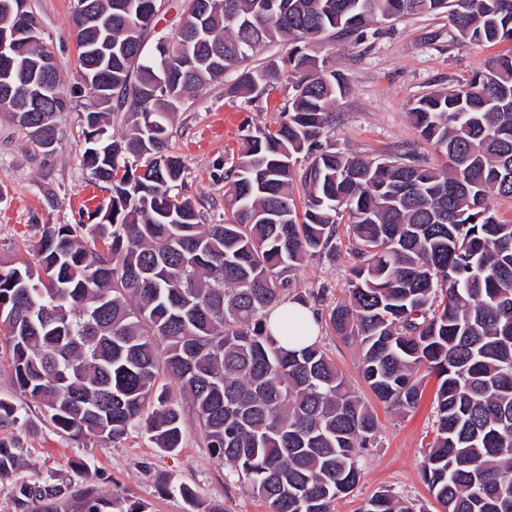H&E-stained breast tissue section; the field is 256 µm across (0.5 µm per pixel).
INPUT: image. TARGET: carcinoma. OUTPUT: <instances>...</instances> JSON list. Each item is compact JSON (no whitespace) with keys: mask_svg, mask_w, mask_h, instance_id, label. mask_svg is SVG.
<instances>
[{"mask_svg":"<svg viewBox=\"0 0 512 512\" xmlns=\"http://www.w3.org/2000/svg\"><path fill=\"white\" fill-rule=\"evenodd\" d=\"M158 0H73L75 83L65 86L32 27L0 13L20 53L0 58L17 95L12 117L37 146L64 136L55 121L80 103V164L109 192L86 224H44L35 260L0 258V342L12 382L74 440L145 434L161 452L184 447L185 410L202 442L267 512H334L360 480L361 450L377 418L319 342L284 347L267 316L290 273L336 250L347 221L349 296L326 326L359 342L361 376L377 400L418 405L423 376L438 381L434 438L422 478L442 512H512V222L487 205L512 199V52L488 58L457 86L410 109L443 169L407 150L394 159L338 150L335 106L349 79L311 52L319 41L361 39L407 15L446 13L473 44L512 43V0H183L165 52L148 46ZM277 42L282 59L255 57ZM56 92L39 112L45 63ZM212 83L249 103L291 94L275 127L249 128L224 182V215L185 193L172 117ZM122 114L128 130L109 131ZM175 382L173 393L169 382ZM21 420L0 398V428ZM18 450L0 440V476ZM13 489V512H151L131 497L99 494L86 462ZM162 492L199 506L166 473ZM360 512H414L397 493Z\"/></svg>","mask_w":512,"mask_h":512,"instance_id":"1","label":"carcinoma"}]
</instances>
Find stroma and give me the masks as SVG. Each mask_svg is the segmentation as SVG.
Masks as SVG:
<instances>
[{
	"label": "stroma",
	"mask_w": 512,
	"mask_h": 512,
	"mask_svg": "<svg viewBox=\"0 0 512 512\" xmlns=\"http://www.w3.org/2000/svg\"><path fill=\"white\" fill-rule=\"evenodd\" d=\"M72 0H30L65 82L76 75L77 50L69 26ZM512 49L504 42L493 47L459 40L444 15L408 16L368 31L362 40L341 39L316 44V55L330 58L348 74L350 90L336 108L338 149L369 156H391L414 149L423 165L441 168L447 158L425 144L415 130L409 109L422 95L455 85L491 55ZM288 98L287 89L259 104L225 98L224 87L209 85L179 106L175 147L187 167L188 192L204 203H223L224 185L210 177L215 159L232 154L245 126L269 125ZM65 132L53 153L30 143L11 115L0 112V256L18 254L23 242L36 240L41 224H74L82 212L107 201V191L90 183L80 166L79 117L58 114ZM335 254L307 259L290 276L288 295L302 296L317 316L344 298L351 276V243L338 235ZM320 343L345 372L362 398L370 392L359 373L357 344H346L329 330ZM418 406L401 413L374 403L378 433L360 458L363 476L352 493L340 499L335 512H359L372 494L391 490L422 512H440L420 474L424 452L433 440L434 377H426ZM20 425L0 430V439L18 442L28 464L0 478V512H12V491L23 480H37L71 460H84L94 481L107 495L119 494L148 502L152 512H190L177 495L159 493L155 475L169 474L191 486L217 512H266L246 495L227 466L216 462L201 440L195 417H188L185 446L175 455L154 448L147 437L131 435L118 443L80 444L61 435L36 405L25 407Z\"/></svg>",
	"instance_id": "35a3bbf8"
}]
</instances>
